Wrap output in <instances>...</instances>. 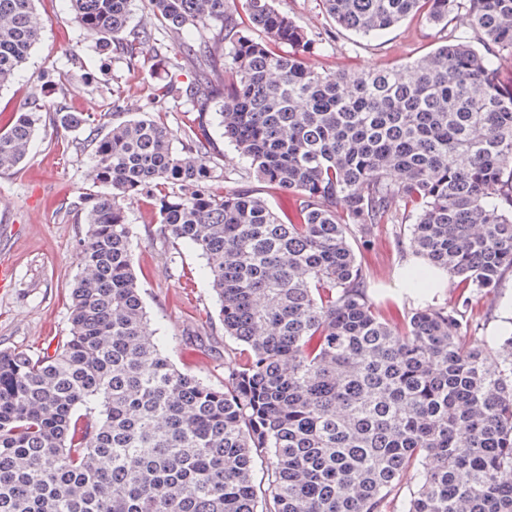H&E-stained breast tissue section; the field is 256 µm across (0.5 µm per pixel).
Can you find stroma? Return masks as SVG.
<instances>
[{"label": "stroma", "instance_id": "35a3bbf8", "mask_svg": "<svg viewBox=\"0 0 512 512\" xmlns=\"http://www.w3.org/2000/svg\"><path fill=\"white\" fill-rule=\"evenodd\" d=\"M34 6L45 20L42 38L14 82L0 90L1 109L19 108L38 90L51 108L98 112L116 90L125 98L128 117L155 112L153 91L167 78L161 62L149 60L130 69L116 56L101 61L95 39L74 22L68 0H35ZM276 6L324 39L323 48L306 59L307 66L319 71L383 63L400 66L432 51L444 39L477 40L454 10L446 23L435 26L424 16H410L367 40L336 25L323 12L320 0H276ZM74 52L95 71L97 84L89 87L76 78L58 88L56 80L71 70ZM82 137L79 131L43 127L17 170L0 174V260H8L14 270L10 287L0 288L1 349L36 354L69 334L70 291L78 272L76 244L84 231L73 202L81 193L100 190L93 178L91 152L72 147ZM126 211L135 231V269L143 300L163 353L178 369L222 386L224 353L234 343L224 335L205 258L191 245L174 247L157 238L147 200L128 201ZM352 246L375 300L393 302L402 310L424 303L455 305L457 292L448 283L423 301L404 297L400 273L411 257V247L399 226L372 225L366 240H354ZM474 299L478 339L504 335L507 307L512 304V275L502 280L495 293H478Z\"/></svg>", "mask_w": 512, "mask_h": 512}]
</instances>
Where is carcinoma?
<instances>
[{
	"label": "carcinoma",
	"mask_w": 512,
	"mask_h": 512,
	"mask_svg": "<svg viewBox=\"0 0 512 512\" xmlns=\"http://www.w3.org/2000/svg\"><path fill=\"white\" fill-rule=\"evenodd\" d=\"M34 0H0V89L40 41ZM75 22L135 68L162 56L134 0H69ZM175 45L158 101L188 105L181 148L162 112L101 127L32 93L0 109V173L42 124L86 134L99 194L69 336L38 355L0 349V512H512V336L478 346L474 293L512 273V0H321L363 38L424 8L465 10L483 48L445 42L398 67L321 72L319 45L274 0H144ZM191 80H179L184 69ZM248 162L231 178L213 123ZM283 192L272 206L251 181ZM152 201L164 240L206 261L224 336L243 348L224 385L163 354L134 269L125 202ZM408 227L453 307L386 322L351 239ZM266 463L256 477L257 463Z\"/></svg>",
	"instance_id": "1"
}]
</instances>
